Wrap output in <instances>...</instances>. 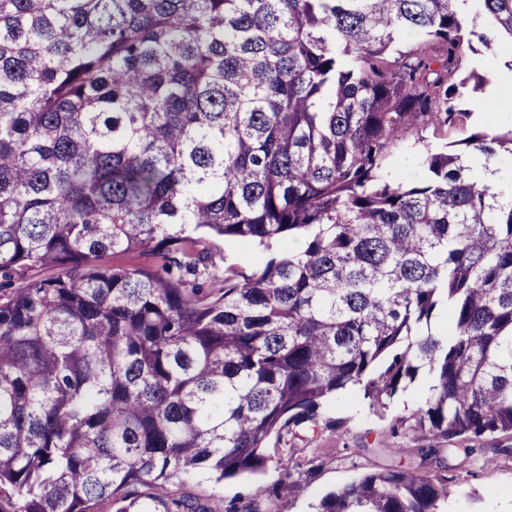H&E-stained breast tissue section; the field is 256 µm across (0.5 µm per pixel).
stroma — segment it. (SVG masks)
Segmentation results:
<instances>
[{
	"label": "stroma",
	"mask_w": 512,
	"mask_h": 512,
	"mask_svg": "<svg viewBox=\"0 0 512 512\" xmlns=\"http://www.w3.org/2000/svg\"><path fill=\"white\" fill-rule=\"evenodd\" d=\"M497 78L484 91L471 94L465 101L472 116L467 126L452 132L460 140L472 130L485 127H512V81L504 82L508 63L512 62V43L501 42L493 48ZM496 109H485L486 101ZM447 138V139H450ZM446 138L426 130L409 134L396 145L386 175L396 182L413 180L420 174L418 162L427 150L443 147ZM425 376H418L406 391L398 393L381 410L370 409L367 400L355 393L337 396L324 406L315 424L284 436L301 464L302 485L298 492L269 497L258 494V485L270 484L276 472L261 479L242 478L217 485L206 476L175 485V492L203 502L228 505L235 501H255V512H314L328 491L352 481L358 474L388 465L415 462L417 449L427 447L424 439L414 438L399 426L420 405ZM483 469L463 466L454 471L449 483L448 512H512V436L501 435L480 441Z\"/></svg>",
	"instance_id": "35a3bbf8"
}]
</instances>
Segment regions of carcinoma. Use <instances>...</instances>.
I'll list each match as a JSON object with an SVG mask.
<instances>
[{
    "instance_id": "cac0c4a2",
    "label": "carcinoma",
    "mask_w": 512,
    "mask_h": 512,
    "mask_svg": "<svg viewBox=\"0 0 512 512\" xmlns=\"http://www.w3.org/2000/svg\"><path fill=\"white\" fill-rule=\"evenodd\" d=\"M472 2L0 0V512H219L172 486L271 467L288 493L271 438L421 374L409 431L448 447L316 512H445L459 444L512 435V196L472 174L512 129L384 172L470 117L473 41L512 42V0ZM202 234L280 252L245 274Z\"/></svg>"
}]
</instances>
